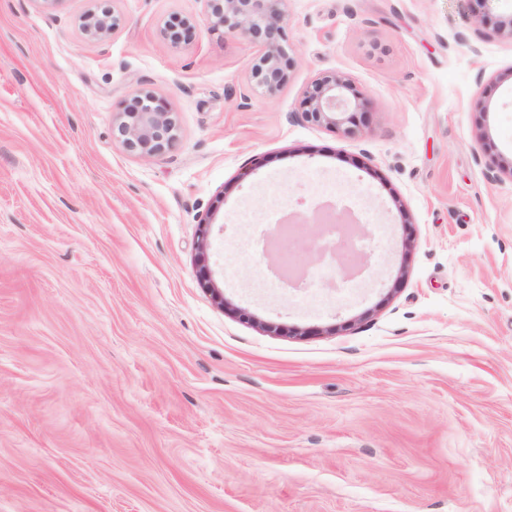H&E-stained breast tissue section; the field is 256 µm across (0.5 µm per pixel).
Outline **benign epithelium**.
<instances>
[{
  "instance_id": "7a95c632",
  "label": "benign epithelium",
  "mask_w": 512,
  "mask_h": 512,
  "mask_svg": "<svg viewBox=\"0 0 512 512\" xmlns=\"http://www.w3.org/2000/svg\"><path fill=\"white\" fill-rule=\"evenodd\" d=\"M208 23L224 32L259 46L252 68L250 91L273 97L285 83L292 67L287 40L288 0H204ZM116 25L108 10L90 13L84 30L94 39L105 37ZM495 37L512 40V13L499 17ZM118 126L124 147L143 156L162 154L175 140L176 124L167 103L147 88L140 89ZM296 121L329 125L348 136L360 133L368 112L363 93L345 74L333 72L315 80L306 91ZM212 221L199 224L197 256L204 289L224 309L233 304L224 296L223 285L212 279L206 261L211 247Z\"/></svg>"
}]
</instances>
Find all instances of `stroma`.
Segmentation results:
<instances>
[{"label":"stroma","mask_w":512,"mask_h":512,"mask_svg":"<svg viewBox=\"0 0 512 512\" xmlns=\"http://www.w3.org/2000/svg\"><path fill=\"white\" fill-rule=\"evenodd\" d=\"M511 12L288 0V79L242 101L258 49L203 0H0V512H512V41L474 34ZM335 71L354 137L291 119ZM143 87L177 126L154 157L115 132ZM328 187L371 279L267 287L255 227ZM116 25V20L111 13L105 9L101 12L90 13L84 22V30L87 35L94 39L105 37ZM212 220H208L198 225L197 235V256L200 264V278L201 284L204 289L210 293L215 302L224 309H232L233 304L224 296L223 284L221 285L216 280L212 279L211 272L209 271L206 261L208 252L211 247L210 233Z\"/></svg>","instance_id":"obj_1"}]
</instances>
